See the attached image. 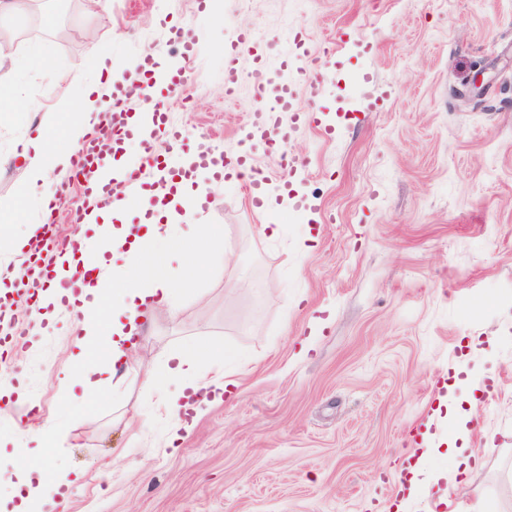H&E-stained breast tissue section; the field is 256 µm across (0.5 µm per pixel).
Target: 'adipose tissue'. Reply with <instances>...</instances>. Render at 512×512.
Returning a JSON list of instances; mask_svg holds the SVG:
<instances>
[{"label": "adipose tissue", "instance_id": "adipose-tissue-1", "mask_svg": "<svg viewBox=\"0 0 512 512\" xmlns=\"http://www.w3.org/2000/svg\"><path fill=\"white\" fill-rule=\"evenodd\" d=\"M67 104L81 113L80 122L63 130L69 150L48 154V133L36 128L20 153L21 189L24 198L38 210L24 234L14 235L8 224L0 225L7 234L14 253H22L28 240L36 238L43 214L57 208L52 190L54 170H68L75 149L84 137L101 124L104 103L100 86L86 89L68 88ZM205 173L181 184L165 205L140 215L138 223L103 227L105 243L100 250L88 253L90 264L103 266L105 276L77 280V295L71 296L72 312L68 317L75 337V350L67 373L70 387L89 393L113 380L128 365L146 324L159 311L169 317L178 314V290L171 278L167 260L176 257L184 280H192L201 270V257L187 248V234L178 224L179 208H198L205 204L208 186ZM211 349L196 341L185 342L173 352L156 372L144 380L145 386L157 392L162 407L177 417L180 429L192 431L195 420L186 419L189 411L222 400L226 385L223 375L207 377L211 365ZM82 478L81 473L58 471L46 473L43 468L25 467L19 486L21 493L14 512H28L32 494H40L50 505H58Z\"/></svg>", "mask_w": 512, "mask_h": 512}]
</instances>
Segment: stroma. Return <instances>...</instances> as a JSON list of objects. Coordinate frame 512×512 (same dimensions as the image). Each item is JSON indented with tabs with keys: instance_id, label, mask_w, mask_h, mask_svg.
Returning <instances> with one entry per match:
<instances>
[{
	"instance_id": "obj_1",
	"label": "stroma",
	"mask_w": 512,
	"mask_h": 512,
	"mask_svg": "<svg viewBox=\"0 0 512 512\" xmlns=\"http://www.w3.org/2000/svg\"><path fill=\"white\" fill-rule=\"evenodd\" d=\"M0 18L19 55L38 53L62 83L20 65L0 69L13 91L0 114V211L11 233L32 207L20 192L18 154L39 126L49 148L77 113L62 85L101 80L153 51L157 15L188 27L192 58H178L187 102L170 118L190 140L248 156L257 173L281 172L276 156L244 141L253 81L276 89L275 68L256 55H296L323 74V95L298 98L322 129L300 126L289 149L306 165L291 195L255 210L244 184L215 186V205L182 221L224 235V251L180 293L177 317L157 316L138 339L132 370L97 392L71 396L62 375L74 350L66 320L45 335L17 307L21 344L0 357V392L37 402L27 415L0 413V512L16 504L22 460L36 439L45 470L85 475L66 512H429L426 485L401 499L392 471L452 468L422 457L418 432L437 423L450 445L448 409L472 413L474 456L456 500L512 512V0H112L109 14L85 0H36ZM251 32L241 81L224 89L226 50ZM277 221L274 240L257 233ZM328 325L311 335L310 318ZM212 349L234 386L208 407L177 452L175 418L159 411L146 373L185 341Z\"/></svg>"
}]
</instances>
